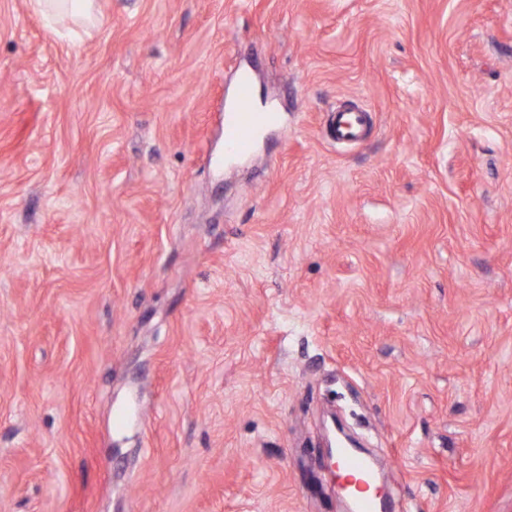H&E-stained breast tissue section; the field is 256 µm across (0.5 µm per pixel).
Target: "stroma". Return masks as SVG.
Instances as JSON below:
<instances>
[{
  "label": "stroma",
  "instance_id": "obj_1",
  "mask_svg": "<svg viewBox=\"0 0 512 512\" xmlns=\"http://www.w3.org/2000/svg\"><path fill=\"white\" fill-rule=\"evenodd\" d=\"M95 8L0 0V512H343L336 407L394 512H512V0ZM93 0H30L31 9L40 15L47 29L59 38H71V29L58 28V18L69 16L75 25H97L98 17L94 13ZM253 85L242 76L236 86L233 103L224 109V159L240 160L249 156L260 137L280 122L279 112L257 109L253 104Z\"/></svg>",
  "mask_w": 512,
  "mask_h": 512
}]
</instances>
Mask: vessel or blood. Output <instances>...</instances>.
Masks as SVG:
<instances>
[{
	"label": "vessel or blood",
	"mask_w": 512,
	"mask_h": 512,
	"mask_svg": "<svg viewBox=\"0 0 512 512\" xmlns=\"http://www.w3.org/2000/svg\"><path fill=\"white\" fill-rule=\"evenodd\" d=\"M279 122V113L262 111L254 106L252 82L249 77H241L232 105L224 110L225 159L239 160L249 156L260 137ZM336 455L340 469L349 472L357 484L352 512H389V501L374 491L376 463L348 448L337 449Z\"/></svg>",
	"instance_id": "1"
}]
</instances>
